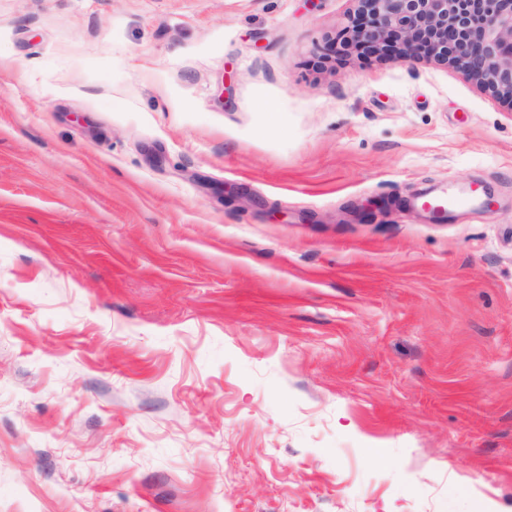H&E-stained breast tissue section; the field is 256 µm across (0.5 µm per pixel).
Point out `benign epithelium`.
<instances>
[{"instance_id": "obj_1", "label": "benign epithelium", "mask_w": 512, "mask_h": 512, "mask_svg": "<svg viewBox=\"0 0 512 512\" xmlns=\"http://www.w3.org/2000/svg\"><path fill=\"white\" fill-rule=\"evenodd\" d=\"M347 42L379 57L461 69L512 102V0H355Z\"/></svg>"}]
</instances>
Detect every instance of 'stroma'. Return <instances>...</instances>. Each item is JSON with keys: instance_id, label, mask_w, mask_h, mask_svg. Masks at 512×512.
Returning <instances> with one entry per match:
<instances>
[{"instance_id": "35a3bbf8", "label": "stroma", "mask_w": 512, "mask_h": 512, "mask_svg": "<svg viewBox=\"0 0 512 512\" xmlns=\"http://www.w3.org/2000/svg\"><path fill=\"white\" fill-rule=\"evenodd\" d=\"M355 9L0 0V512H512V104ZM481 190L478 185H472L467 190L460 193H443L421 199L417 206L425 209L440 221L443 220L450 211L458 210L470 206L481 198Z\"/></svg>"}]
</instances>
